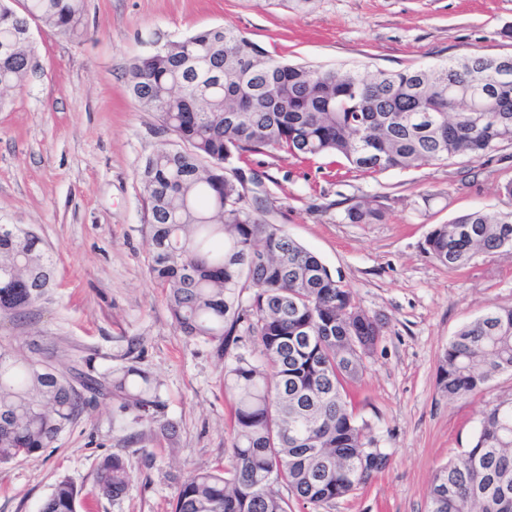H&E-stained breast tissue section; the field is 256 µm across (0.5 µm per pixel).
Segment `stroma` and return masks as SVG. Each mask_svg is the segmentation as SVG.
<instances>
[{
    "label": "stroma",
    "instance_id": "stroma-1",
    "mask_svg": "<svg viewBox=\"0 0 512 512\" xmlns=\"http://www.w3.org/2000/svg\"><path fill=\"white\" fill-rule=\"evenodd\" d=\"M86 30L64 39L30 25L38 66L0 108V224L32 231L53 261L50 297L24 318L0 313V344L99 374L133 364L161 382V433L132 424L118 399L100 398L39 456L0 465V512H39L56 482L80 492L78 512H172L191 472L224 463L230 404L225 358L176 329L149 275L147 201L137 172L173 142L128 91V69L157 46L213 26L235 29L275 58L324 68L398 71L465 54L512 55V0H86ZM267 220L339 275L384 328L353 387L384 469L328 505L293 512H426L434 471L470 447L486 406L512 397V375L481 395L437 389L440 356L467 322L512 307V252L477 254L449 269L424 250L433 225L476 209L512 210V145L409 171L360 175L345 161L251 156ZM374 199L380 224H350L347 207ZM110 454L132 479L112 501L95 471Z\"/></svg>",
    "mask_w": 512,
    "mask_h": 512
}]
</instances>
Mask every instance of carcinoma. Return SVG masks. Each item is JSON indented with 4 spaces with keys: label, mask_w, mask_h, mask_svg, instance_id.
Instances as JSON below:
<instances>
[{
    "label": "carcinoma",
    "mask_w": 512,
    "mask_h": 512,
    "mask_svg": "<svg viewBox=\"0 0 512 512\" xmlns=\"http://www.w3.org/2000/svg\"><path fill=\"white\" fill-rule=\"evenodd\" d=\"M84 17L85 0H0V105L35 68L30 23L76 39ZM494 61L465 55L395 72L325 69L276 59L239 31L211 27L130 65L131 96L176 140L139 172L150 276L166 291L176 328L230 356L224 467L180 482L174 512H290L281 483L299 503L327 504L386 466L347 391L382 325L316 255L268 223L259 202L241 195L244 182L259 183L248 157L270 149L301 160L336 156L362 173L480 157L512 144V80L500 82ZM385 217L366 199L343 220ZM508 250L512 210L464 213L425 240L426 253L450 269ZM51 280L34 233L16 226L0 234L1 313L21 316L47 300ZM502 373L512 374V308L494 307L448 341L437 387L450 399L474 396ZM159 386L133 364L94 375L0 345V464L45 451L97 396L120 399L132 422L166 431ZM95 479L103 497L121 498L131 481L125 458L103 457ZM78 496L61 480L40 512H77ZM427 506L512 512V399L490 404L471 446L436 470Z\"/></svg>",
    "instance_id": "obj_1"
}]
</instances>
